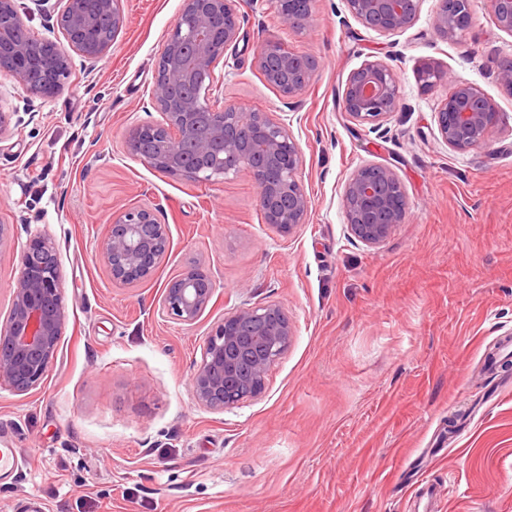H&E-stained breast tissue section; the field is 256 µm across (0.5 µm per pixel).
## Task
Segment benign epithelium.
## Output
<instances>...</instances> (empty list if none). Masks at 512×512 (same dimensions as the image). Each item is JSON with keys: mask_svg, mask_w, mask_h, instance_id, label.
<instances>
[{"mask_svg": "<svg viewBox=\"0 0 512 512\" xmlns=\"http://www.w3.org/2000/svg\"><path fill=\"white\" fill-rule=\"evenodd\" d=\"M59 41L37 38L24 24L18 0H0V73L23 84L30 98L56 96L71 73L74 52L87 59L103 57L112 33L123 26L120 0H31ZM281 27L301 28L313 21L312 0H272ZM350 14L382 36L409 29L421 0H345ZM500 30L512 35V0H490ZM472 22L470 0H438L434 28L453 41ZM240 21L237 0H184V7L157 66L151 106L161 120L131 130L127 151L171 175L213 182L241 168L253 174L257 204L268 224L284 236L305 219L310 198L299 179L302 152L281 122L264 112L235 104L219 110L211 103L215 69L235 46ZM255 65L285 98L298 96L315 71L313 58L290 50L273 36L255 51ZM443 72L434 64L418 71L421 86L430 89ZM497 81L512 96V59L497 64ZM399 86L391 65L382 59L365 61L347 77L340 106L348 118L380 128L398 108ZM441 140L456 151L487 142L500 121L494 100L479 86L454 82L436 112ZM391 187L376 190V178ZM346 223L367 245L384 242L405 223L407 203L396 172L385 166L363 165L346 180L342 194ZM170 241L157 209L125 208L112 213L101 248L112 280L131 284L152 277ZM64 277L52 239L31 237L20 255L19 274L10 309L0 326V383L27 393L43 382L53 364L66 327ZM216 284L201 267L185 269L170 280L159 302L161 314L176 323L191 324L204 312ZM293 336L288 315L277 303L238 308L224 316L204 346L192 377L193 395L204 407L224 410L260 395L270 367L284 354Z\"/></svg>", "mask_w": 512, "mask_h": 512, "instance_id": "1", "label": "benign epithelium"}]
</instances>
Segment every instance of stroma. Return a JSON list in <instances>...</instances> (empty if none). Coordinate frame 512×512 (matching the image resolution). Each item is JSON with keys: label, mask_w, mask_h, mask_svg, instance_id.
Here are the masks:
<instances>
[{"label": "stroma", "mask_w": 512, "mask_h": 512, "mask_svg": "<svg viewBox=\"0 0 512 512\" xmlns=\"http://www.w3.org/2000/svg\"><path fill=\"white\" fill-rule=\"evenodd\" d=\"M183 0H121L124 24L94 66L74 58L63 91L35 100L0 138V322L20 254L49 234L65 277L67 324L36 389L0 386V512H413L423 475L440 512H512V368L485 359L512 335V96L496 63L512 57L489 0H471L455 41L434 30L438 0L385 37L344 0H315L314 21L280 29L268 0H238L239 40L214 96L284 123L301 149L305 224L281 236L257 206L252 174L215 182L161 172L130 155V130L159 121L149 101ZM275 36L312 55L298 97L254 63ZM381 59L399 110L381 130L345 117L348 75ZM481 87L502 122L459 152L437 134L448 81L423 89L419 66ZM393 169L407 217L381 245L351 235L345 180ZM159 207L171 246L151 279L113 282L100 251L113 211ZM198 265L214 297L190 324L155 307L166 282ZM279 303L293 327L263 393L225 410L199 405L192 373L225 314Z\"/></svg>", "instance_id": "obj_1"}]
</instances>
